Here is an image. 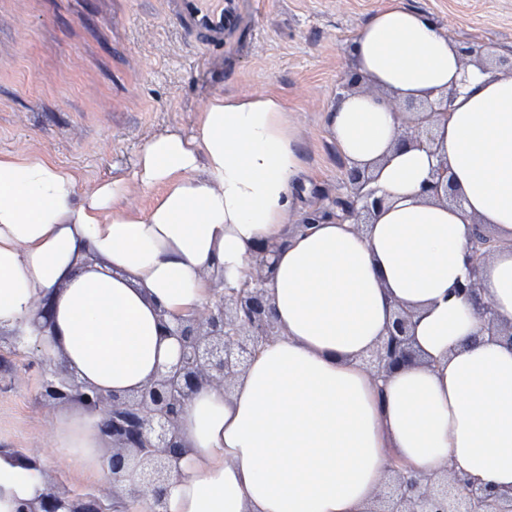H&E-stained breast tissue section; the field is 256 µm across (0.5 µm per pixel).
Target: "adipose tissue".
Wrapping results in <instances>:
<instances>
[{
    "instance_id": "obj_1",
    "label": "adipose tissue",
    "mask_w": 512,
    "mask_h": 512,
    "mask_svg": "<svg viewBox=\"0 0 512 512\" xmlns=\"http://www.w3.org/2000/svg\"><path fill=\"white\" fill-rule=\"evenodd\" d=\"M354 73L374 85L346 96L326 127L349 167L368 170L385 206L367 231L324 217L274 253L265 285L282 329L231 391L201 389L178 430L186 452L168 512H365L389 455L417 476L445 468L512 489V344L485 336L469 277L475 224L502 246L481 264V296L512 323V75L465 64L433 20L388 0L351 44ZM455 98L430 147L399 145L383 99ZM278 95H217L194 134L144 147L136 178L159 195L138 218L104 213L122 192L79 197L52 160L0 155V329L58 360L79 381L130 393L174 363L157 312L209 299L206 273L238 288L258 242L283 237L302 164ZM458 203L423 187L439 161ZM206 176H197L198 166ZM51 299L48 317L36 314ZM414 314L419 363L374 381L363 361L398 307ZM102 418L65 412L55 442L70 465L112 476ZM45 490L41 467L0 457V512Z\"/></svg>"
}]
</instances>
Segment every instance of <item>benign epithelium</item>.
<instances>
[{
    "label": "benign epithelium",
    "instance_id": "1",
    "mask_svg": "<svg viewBox=\"0 0 512 512\" xmlns=\"http://www.w3.org/2000/svg\"><path fill=\"white\" fill-rule=\"evenodd\" d=\"M453 92L438 100H406L399 107L419 116L403 122L398 141L403 145L421 146L431 142L428 125L435 117H448ZM392 107V110L399 109ZM365 173L349 171L350 199L339 202L342 216L360 228L371 223L381 210L383 198L370 187ZM426 193L433 200L454 199L448 165L436 167ZM286 238L255 247L249 277L239 289H222L213 282L214 301L204 311L166 322L160 321L167 335L178 344L175 363L157 372L136 394L121 397L105 395L97 389L66 377L58 371L43 380V393L57 402H77L88 409L104 413L102 432L109 444L112 473L124 470L130 460L140 469L138 479L128 490L131 497H148L151 512H167L166 482L179 473L178 460L182 444L178 434V416L183 406L207 386L229 390L249 360L278 335L270 309L264 302L263 285L271 273L269 257L282 247ZM496 247L495 239L483 231L475 233L470 243L471 274L456 292L480 304L484 331L491 337H505L512 342V325H503L494 310L480 301L479 270L483 259ZM412 314L400 310L388 329L387 338L367 358V365L377 379L412 359L409 329ZM392 482L407 487L402 493L377 495L369 512H512V494L490 493L469 479L448 473L432 474L421 480L410 478L407 468H390ZM91 506L64 492L46 491L36 501L23 505L19 512H89Z\"/></svg>",
    "mask_w": 512,
    "mask_h": 512
}]
</instances>
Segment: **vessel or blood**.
I'll return each mask as SVG.
<instances>
[{"mask_svg":"<svg viewBox=\"0 0 512 512\" xmlns=\"http://www.w3.org/2000/svg\"><path fill=\"white\" fill-rule=\"evenodd\" d=\"M180 27L213 51L224 43L226 31L237 24L235 0H169Z\"/></svg>","mask_w":512,"mask_h":512,"instance_id":"vessel-or-blood-1","label":"vessel or blood"}]
</instances>
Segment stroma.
Wrapping results in <instances>:
<instances>
[{
  "mask_svg": "<svg viewBox=\"0 0 512 512\" xmlns=\"http://www.w3.org/2000/svg\"><path fill=\"white\" fill-rule=\"evenodd\" d=\"M386 0H238L239 24L205 54L167 0H0V155L48 158L75 171L78 193L124 190L113 212L136 218L157 192L133 179L144 146L188 135L214 96L273 93L288 104L308 183L299 208L335 210L349 166L325 126L352 68L351 43ZM461 47L512 57V0H402ZM51 361L0 333V455L33 459L46 487L111 502L112 485L71 469L56 447L61 406L41 389Z\"/></svg>",
  "mask_w": 512,
  "mask_h": 512,
  "instance_id": "stroma-1",
  "label": "stroma"
}]
</instances>
